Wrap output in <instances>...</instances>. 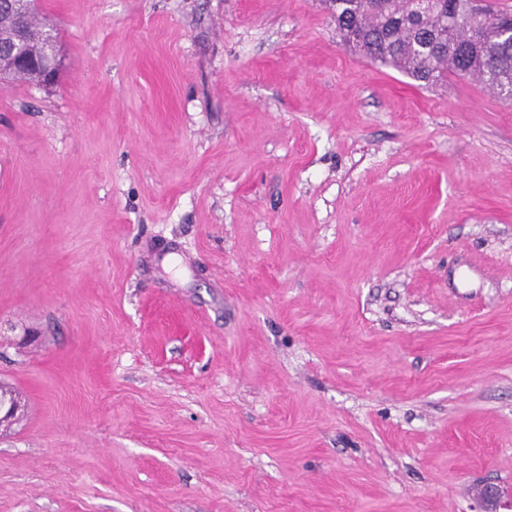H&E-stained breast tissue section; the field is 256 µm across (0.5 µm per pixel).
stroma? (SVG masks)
Instances as JSON below:
<instances>
[{
  "label": "stroma",
  "instance_id": "35a3bbf8",
  "mask_svg": "<svg viewBox=\"0 0 512 512\" xmlns=\"http://www.w3.org/2000/svg\"><path fill=\"white\" fill-rule=\"evenodd\" d=\"M0 81V512H480L512 489V107L322 0H38ZM15 0H0V42L5 39L3 35L8 36L11 33V23L13 19L12 5ZM18 16V32L13 38L8 40V52L0 53V73L2 70L12 72L13 70L33 71L42 85L54 84L59 76L61 69V60L59 52L56 48L55 38L49 36L44 44L43 49L38 55L32 56L28 52L27 43L32 50H39L43 44V40L48 31L55 30L53 28H44L38 21V8L34 19L28 25L26 30L27 42L22 36L23 28L27 21V16L32 10V1L20 0L15 5ZM56 38L57 34L55 33ZM479 496L482 512H510L512 510V495L500 490L495 484L483 485Z\"/></svg>",
  "mask_w": 512,
  "mask_h": 512
}]
</instances>
